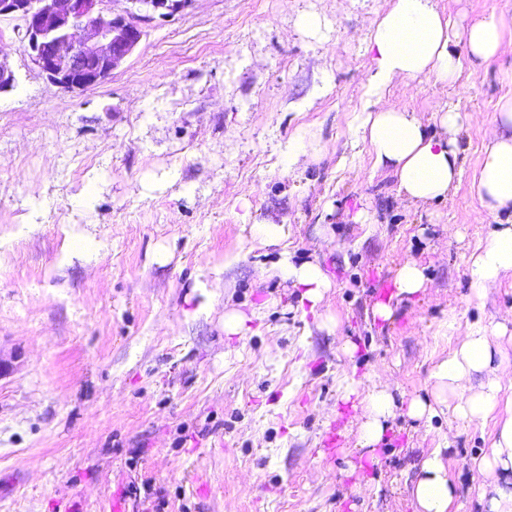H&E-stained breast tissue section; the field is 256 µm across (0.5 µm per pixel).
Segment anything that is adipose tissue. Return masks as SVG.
I'll use <instances>...</instances> for the list:
<instances>
[{"label":"adipose tissue","mask_w":512,"mask_h":512,"mask_svg":"<svg viewBox=\"0 0 512 512\" xmlns=\"http://www.w3.org/2000/svg\"><path fill=\"white\" fill-rule=\"evenodd\" d=\"M464 39L467 59L454 50ZM512 46V17L478 16L464 32L454 30L434 0H392L367 40L372 69L368 79L370 100L361 129L377 165L390 168L398 180V193L406 201L427 203L453 193L462 175L459 133L471 126L473 116L451 102L439 107L435 118L442 135L431 134L417 113L399 108L388 96L396 82L405 84L429 76L444 85L457 84L463 63L478 67L495 58L504 46ZM484 156L473 173V186L481 206L496 216L475 254L469 259L471 296L485 301L492 285L512 277V96H502L493 121L480 130ZM302 299L318 307L331 283L319 265L293 266L282 260ZM448 332L457 336L455 346L438 361L432 372L434 404L411 402L408 413L423 419L446 409L472 422L497 417L491 454L476 459L486 476L481 500L486 512H512V369L503 360L500 338L512 333V311L494 327L473 325L459 329L449 318ZM359 418V444L374 448L394 414L388 386L369 388ZM416 512H450L454 488L442 449H433L424 460L413 484Z\"/></svg>","instance_id":"obj_1"}]
</instances>
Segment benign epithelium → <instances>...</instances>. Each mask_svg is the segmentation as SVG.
Listing matches in <instances>:
<instances>
[{"label":"benign epithelium","mask_w":512,"mask_h":512,"mask_svg":"<svg viewBox=\"0 0 512 512\" xmlns=\"http://www.w3.org/2000/svg\"><path fill=\"white\" fill-rule=\"evenodd\" d=\"M0 0V19L23 23L21 43L34 68L68 92L100 86L134 53L144 25L165 21L192 0ZM16 75L0 57V93Z\"/></svg>","instance_id":"benign-epithelium-1"}]
</instances>
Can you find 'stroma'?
I'll list each match as a JSON object with an SVG mask.
<instances>
[{"instance_id":"stroma-1","label":"stroma","mask_w":512,"mask_h":512,"mask_svg":"<svg viewBox=\"0 0 512 512\" xmlns=\"http://www.w3.org/2000/svg\"><path fill=\"white\" fill-rule=\"evenodd\" d=\"M435 2L461 29L512 16V0ZM390 4L192 0L81 93L40 76L16 21L0 20L17 77L0 94V512H415L436 448L457 512H485L471 461L489 453L494 420L407 408L433 398L450 315L493 324L512 310V278L480 303L467 273L494 222L472 185L478 128L512 94V47L458 93L427 78L391 86L431 131L447 101L475 117L458 136L456 191L402 201L354 135L366 40ZM306 12L321 32L300 29ZM361 210L371 223L355 222ZM255 224L287 225L284 247L264 246ZM284 250L329 276L318 309L279 271ZM408 261L425 290L401 299ZM387 300L391 318L376 317ZM231 309L244 333L225 334ZM352 383L389 384L396 403L372 461Z\"/></svg>"}]
</instances>
